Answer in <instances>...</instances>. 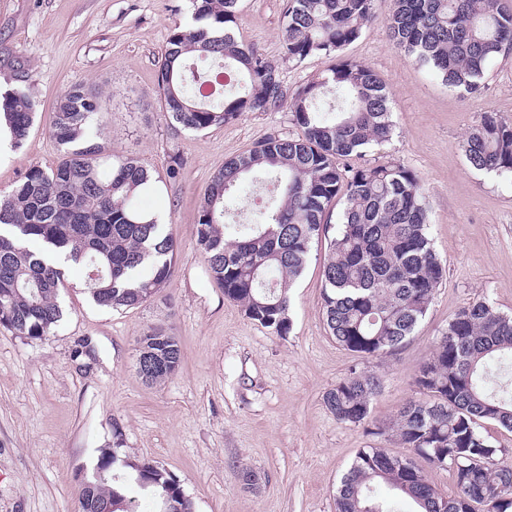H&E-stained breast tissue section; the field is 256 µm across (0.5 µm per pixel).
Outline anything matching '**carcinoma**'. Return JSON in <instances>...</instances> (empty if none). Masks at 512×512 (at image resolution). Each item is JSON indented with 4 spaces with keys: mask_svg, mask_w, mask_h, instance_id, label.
<instances>
[{
    "mask_svg": "<svg viewBox=\"0 0 512 512\" xmlns=\"http://www.w3.org/2000/svg\"><path fill=\"white\" fill-rule=\"evenodd\" d=\"M192 21L169 35L157 76L162 111L186 130L203 132L245 112L288 107L297 133L269 135L224 161L200 203L197 245L224 296L246 316L279 336L290 332L289 290L307 264L313 241L329 237L322 270V307L329 334L359 357L399 351L426 316L445 269L429 237L423 185L394 162L342 167L388 142L393 122L381 77L369 66L340 58L326 74L294 89L281 67L239 40V0H191ZM287 0L281 60L297 67L329 57L381 21L389 39L441 81L469 94L481 89L489 63L512 49L508 0ZM214 63L240 77L241 90L209 94L198 64ZM107 111L100 92L69 85L57 98L49 136L61 148L48 168L31 166L0 196V326L41 339L63 317L65 272L29 244L72 246L70 258L87 270L95 304L132 309L168 282L177 252L168 228L135 200L158 190L155 177L132 157L98 142ZM0 114L15 144L27 138L34 103L19 88L0 98ZM469 167L512 174V125L484 112L462 142ZM261 173L276 196L254 224L228 222L227 194ZM342 204L328 235L331 209ZM138 345L168 361L151 383L179 370L180 339L162 329ZM415 384L424 398L399 409L390 429L405 448L434 467H447L457 494L443 499L407 456L362 448L336 490V512H396L376 496L381 480L410 498L417 512H512V466L505 449L482 433L494 423L512 433V316L476 299L448 321V332L420 366ZM376 373L355 371L326 392L324 404L344 423L367 421L382 392ZM148 491L162 512H193L179 481L152 461L130 463L117 449L101 452L78 496V512H128L134 488Z\"/></svg>",
    "mask_w": 512,
    "mask_h": 512,
    "instance_id": "carcinoma-1",
    "label": "carcinoma"
}]
</instances>
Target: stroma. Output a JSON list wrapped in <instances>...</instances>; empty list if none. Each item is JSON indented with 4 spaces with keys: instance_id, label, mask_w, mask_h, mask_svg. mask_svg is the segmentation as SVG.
<instances>
[{
    "instance_id": "35a3bbf8",
    "label": "stroma",
    "mask_w": 512,
    "mask_h": 512,
    "mask_svg": "<svg viewBox=\"0 0 512 512\" xmlns=\"http://www.w3.org/2000/svg\"><path fill=\"white\" fill-rule=\"evenodd\" d=\"M286 0H240L235 31L280 60ZM191 0H0V91L24 87L35 122L21 145L0 147V195L33 165L59 157L48 135L52 106L72 82L98 88L108 110L100 141L113 152L179 178L141 207L165 215L179 252L164 288L142 306L112 310L68 267L64 316L42 339L0 328V512H76L85 472L105 448L156 461L180 482L194 512H336V486L362 448L407 450L375 434L420 397L415 377L463 306L481 298L512 314V178L470 169L460 145L482 113L512 124V54L489 65L480 92L463 95L412 61L381 23L343 49L387 86L394 135L371 149L414 170L426 196L434 249L446 266L425 318L395 354L362 358L329 335L322 308L326 241L313 244L281 337L250 320L211 277L198 250L201 199L225 160L271 134L296 129L288 110L248 112L204 132L184 130L161 109L157 74L167 37L189 22ZM152 327L174 332L183 361L145 382L136 345ZM383 375L362 424L342 423L325 393L351 371ZM256 471L257 488L242 485Z\"/></svg>"
}]
</instances>
